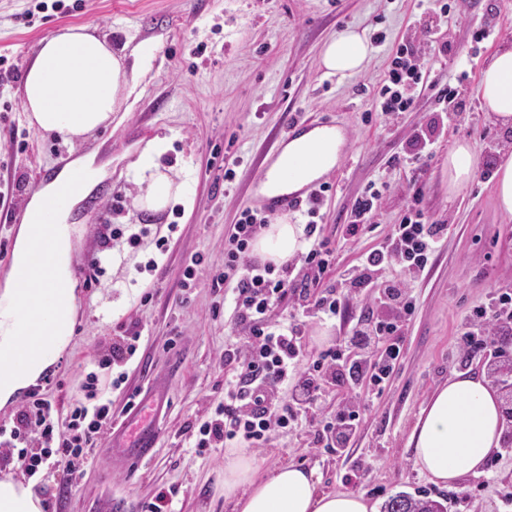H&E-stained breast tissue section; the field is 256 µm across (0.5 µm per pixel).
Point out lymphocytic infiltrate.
Returning a JSON list of instances; mask_svg holds the SVG:
<instances>
[{
	"label": "lymphocytic infiltrate",
	"instance_id": "lymphocytic-infiltrate-1",
	"mask_svg": "<svg viewBox=\"0 0 512 512\" xmlns=\"http://www.w3.org/2000/svg\"><path fill=\"white\" fill-rule=\"evenodd\" d=\"M430 37L426 30L419 42L393 46L377 92L379 112L394 116L413 109L428 83L425 49ZM329 190V185H322L306 209V234L314 242L304 257L303 280L294 277L292 262L276 266L251 257V241L269 223L268 214L260 209H244L225 236L224 269L212 283L232 286V322L241 338L220 357L228 374L223 402L211 417L189 429L197 453L225 447L235 438L251 449L266 447L273 432L300 427L308 413L316 411L321 417L308 430L311 445L326 451L348 448L365 420L359 391L383 392L400 364L408 323L416 311L411 281L424 273L448 226L425 215L422 189L413 187L398 224L362 255L357 269L338 276L335 288L315 295L312 287L336 260L332 241L316 235V217ZM360 296L366 297V304L358 315L349 316L350 301ZM285 303L347 320L348 327L327 349L301 359L303 330L275 319ZM510 335L512 291L503 289L465 323L460 356L472 359L499 337ZM96 381L91 374L84 384L89 403L65 412L51 397L35 392L11 421L0 424V447L9 449L28 476L44 477L59 467L70 478L80 476L114 420L112 402L98 397ZM335 384L344 386L349 396L334 411L321 412L322 397ZM284 387L290 389V399L279 397Z\"/></svg>",
	"mask_w": 512,
	"mask_h": 512
}]
</instances>
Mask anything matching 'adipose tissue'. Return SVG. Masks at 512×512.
<instances>
[{"instance_id":"obj_1","label":"adipose tissue","mask_w":512,"mask_h":512,"mask_svg":"<svg viewBox=\"0 0 512 512\" xmlns=\"http://www.w3.org/2000/svg\"><path fill=\"white\" fill-rule=\"evenodd\" d=\"M372 47L366 36L347 28L325 44L321 65L326 73L347 77L367 62ZM138 79L135 67L104 36L88 26L60 28L43 38L23 76L22 103L28 123L62 137L82 139L112 123ZM482 108L504 128L512 127V41L498 47L482 69L477 88ZM345 144L337 128L318 127L291 141L270 168L272 182L293 192L319 178L337 163ZM168 141L148 140L131 169L144 189L141 209L159 213L188 204L184 183L176 182L159 158ZM297 161L298 178L282 180L289 161ZM449 191L470 183L478 156L468 142L448 151ZM104 175L92 154L75 158L34 193L17 237L11 269L0 285V406L36 386L43 373L69 346L79 308L67 220L78 202L68 195L71 180L93 190ZM57 201L45 209V198ZM306 246L305 227L281 220L265 228L253 254L274 265L292 259ZM503 436L498 393L482 377L459 372L449 377L421 411L409 438L419 471L436 483L478 472ZM224 497L234 512H377L362 494L327 491L312 472L295 464L259 475L253 458L238 455L224 467ZM0 512H45L34 481L0 472Z\"/></svg>"}]
</instances>
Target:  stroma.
I'll use <instances>...</instances> for the list:
<instances>
[{"label":"stroma","mask_w":512,"mask_h":512,"mask_svg":"<svg viewBox=\"0 0 512 512\" xmlns=\"http://www.w3.org/2000/svg\"><path fill=\"white\" fill-rule=\"evenodd\" d=\"M36 0H0V188L9 199L0 205V245L18 229L31 195L41 188L36 175L57 171L62 154L96 153L106 166L98 192L122 194V209L109 226H88L86 204L73 212L75 256L80 265L102 259L96 281L77 276L80 309L75 333L62 359L48 372L43 393L68 410L83 399L87 375L98 376V394L121 412L132 389L164 397L159 413L162 437L151 459L128 473L122 449L101 444L82 476L70 480L56 470L39 481L46 512H139L141 503L172 487L174 512H233L224 499V466L241 454L240 443L195 454L186 430L224 398L220 355L237 342L231 323L234 294L212 285L224 269V232L240 212L254 206L253 178L275 151V135L289 114L327 117L345 135L333 185L316 222L337 247L336 263L321 280L336 284L339 272L359 265L397 223L407 188H423L422 206L446 221L448 232L432 256L413 294L417 310L406 333L404 357L382 393L365 392L368 408L349 454L312 448L306 428L276 431L254 458L261 474L291 462L314 470L324 489L343 491L355 463L366 464L361 491L377 506L394 495L428 497L440 502L461 498L457 512H512L505 487L512 480V422L482 471L436 485L422 475L409 445L412 428L432 393L458 372L459 334L473 311L499 289L512 290V219L494 202V174L478 170L475 179L449 193L445 164L450 146L469 142L480 162L494 161L512 145L504 130L485 112L477 97L480 71L504 41L512 40V0H466L447 17L423 15L417 0H63L59 10H39ZM508 18L506 27L475 41L484 17ZM88 25L123 47L126 61L140 72L125 111L108 128L84 140L30 127L22 106V79L38 43L64 26ZM431 26L434 42L427 52L432 86L423 90L412 111L386 120L376 113V91L388 63L391 44ZM355 27L365 35L384 33L356 75H325L320 65L324 44L336 32ZM452 45L442 53L441 43ZM467 70V110L441 120L437 88L459 70ZM372 113L362 123L363 113ZM435 127L438 141L427 171L396 163L406 141ZM169 139L162 163L175 179L186 181L193 199L155 214L137 207L138 187L131 163L153 137ZM236 172L224 184V163ZM387 182L375 228L360 241L342 238L355 198L371 182ZM138 234L136 244L113 243V228ZM201 256L205 273L185 286V266ZM126 305L110 310L120 292ZM278 318L303 325L305 353L319 352L341 323L283 306ZM140 332L135 356L125 365L127 381L114 388L116 370L98 360L109 352L122 328ZM175 349H167L170 337Z\"/></svg>","instance_id":"stroma-1"}]
</instances>
